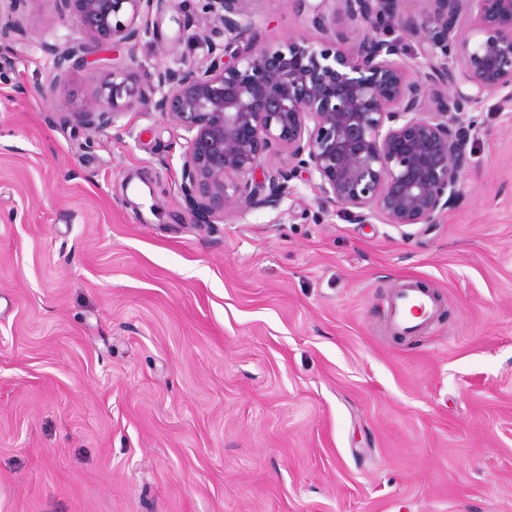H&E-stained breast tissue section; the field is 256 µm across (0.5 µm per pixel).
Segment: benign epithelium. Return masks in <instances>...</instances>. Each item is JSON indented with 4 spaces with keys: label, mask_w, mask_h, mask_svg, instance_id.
Wrapping results in <instances>:
<instances>
[{
    "label": "benign epithelium",
    "mask_w": 512,
    "mask_h": 512,
    "mask_svg": "<svg viewBox=\"0 0 512 512\" xmlns=\"http://www.w3.org/2000/svg\"><path fill=\"white\" fill-rule=\"evenodd\" d=\"M242 2L207 0L201 31L218 55L158 69L151 79L154 110L189 134L179 191L190 215L276 208L289 182L307 174L352 224L438 223L462 196L466 140L483 95L512 99V0H438L431 18L400 11L397 0H339L361 30L350 50L348 32L320 12L313 24L321 41L263 45L242 20ZM64 3L89 51L135 46L173 0ZM462 13L478 40L456 33ZM407 40L420 46L415 77L397 60ZM456 75L475 93L441 90ZM141 94L115 66L98 91L112 111L89 103L64 121L98 129ZM284 154L288 164H276Z\"/></svg>",
    "instance_id": "benign-epithelium-1"
}]
</instances>
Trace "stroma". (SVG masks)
<instances>
[{
    "instance_id": "1",
    "label": "stroma",
    "mask_w": 512,
    "mask_h": 512,
    "mask_svg": "<svg viewBox=\"0 0 512 512\" xmlns=\"http://www.w3.org/2000/svg\"><path fill=\"white\" fill-rule=\"evenodd\" d=\"M333 0H245L258 41H318ZM201 0L76 55L59 0L0 8V512H512V101L485 96L464 195L403 233L278 208L194 219L186 131L149 102L63 116L120 63H199ZM433 294L424 334L391 289ZM411 282H407L402 288H395L390 295L388 307V323L397 334L412 335L419 331L426 321H416L410 315V309L414 305L425 304L426 296L419 288H414Z\"/></svg>"
}]
</instances>
